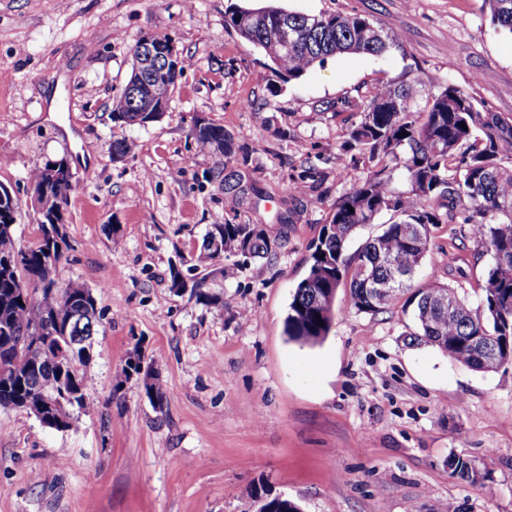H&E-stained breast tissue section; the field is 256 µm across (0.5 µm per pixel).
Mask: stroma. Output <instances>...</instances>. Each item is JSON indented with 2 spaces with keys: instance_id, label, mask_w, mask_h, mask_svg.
<instances>
[{
  "instance_id": "1",
  "label": "stroma",
  "mask_w": 512,
  "mask_h": 512,
  "mask_svg": "<svg viewBox=\"0 0 512 512\" xmlns=\"http://www.w3.org/2000/svg\"><path fill=\"white\" fill-rule=\"evenodd\" d=\"M266 0H0V184L27 201L32 171L66 160L70 249L61 284L90 288L100 318L83 367L89 406L71 430L0 408V512H256L266 487L302 512H512V369L479 372L410 344V313L335 299L317 345L284 317L337 200L366 178L353 102L384 83L439 78L512 117V34L483 0H275L305 15L381 20L382 55L341 54L296 80L226 27ZM146 35L187 60L162 120L125 129L112 156V100ZM242 145L224 158L196 117ZM270 224L261 260L198 261L214 224ZM491 257L467 224L433 227L420 278L478 301ZM204 280L208 300L174 278ZM139 352L163 403L125 377ZM488 475H451L450 455Z\"/></svg>"
}]
</instances>
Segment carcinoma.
<instances>
[{"label":"carcinoma","mask_w":512,"mask_h":512,"mask_svg":"<svg viewBox=\"0 0 512 512\" xmlns=\"http://www.w3.org/2000/svg\"><path fill=\"white\" fill-rule=\"evenodd\" d=\"M484 5L492 22L512 33V0H484ZM265 11L268 23L262 29L247 26L241 9L228 13L226 23L246 41L270 49L283 9ZM288 21L297 39L272 61L271 74L279 79H298L338 54L377 56L396 43L380 21L358 14L290 12ZM146 80L145 89L126 90L113 100L115 127L147 126V114L140 111L147 96L170 100L173 79L148 75ZM426 87L422 78L385 85L357 104L359 121L350 146L370 170L336 201L320 231L308 275L288 304L284 333L290 341L320 342L331 328L337 292L346 287L351 305L361 312L376 314L403 302L415 326L408 333L410 343L434 346L474 370H506L512 367V150L505 144L512 143V117L478 109L449 82L431 93ZM421 95L425 105L418 110L413 101ZM192 135L201 147L226 158L240 149L224 127L211 122L194 127ZM391 161L402 165L408 190L394 188ZM52 166L68 163L46 162L31 178V187L65 198L67 184L47 183ZM385 212L393 221L347 254L346 243L354 232ZM10 219V200L0 198V407L25 411L43 425L65 431L72 427L73 416L57 422L44 408L38 382L64 378L65 391L77 394L78 407H87L80 367L89 357L70 351L62 335L79 336L91 346L99 320L96 299L79 285L69 292L59 287L57 270L69 249L64 212L37 223L38 236L27 246L17 244ZM453 223L471 225L491 256L476 305L461 288L416 280L429 250L431 227ZM209 235L222 246L219 251L204 247V258L210 260L264 258L283 246V235L267 226L256 232L249 224H214ZM20 281L31 284L33 294L18 293ZM448 469L469 484L484 479L466 457L449 458ZM254 498L257 512H300L295 502L261 490Z\"/></svg>","instance_id":"cac0c4a2"}]
</instances>
